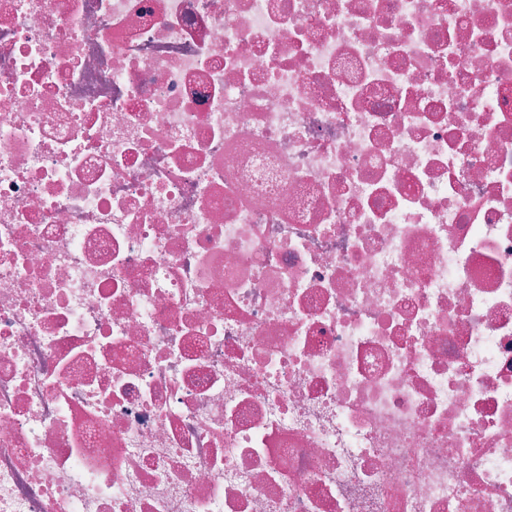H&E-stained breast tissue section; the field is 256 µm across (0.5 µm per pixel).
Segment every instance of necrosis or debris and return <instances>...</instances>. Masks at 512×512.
I'll return each instance as SVG.
<instances>
[{"mask_svg": "<svg viewBox=\"0 0 512 512\" xmlns=\"http://www.w3.org/2000/svg\"><path fill=\"white\" fill-rule=\"evenodd\" d=\"M0 512H512V0H0Z\"/></svg>", "mask_w": 512, "mask_h": 512, "instance_id": "obj_1", "label": "necrosis or debris"}]
</instances>
